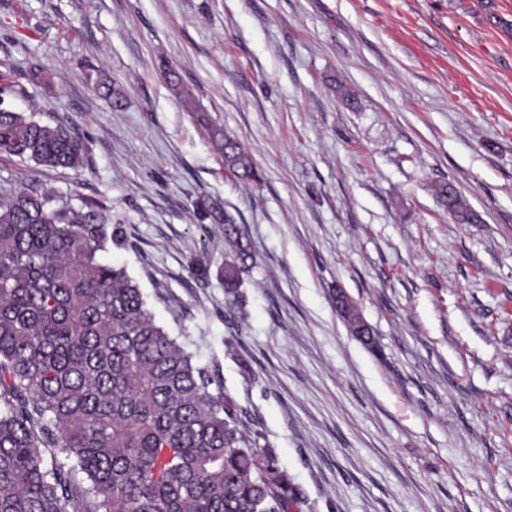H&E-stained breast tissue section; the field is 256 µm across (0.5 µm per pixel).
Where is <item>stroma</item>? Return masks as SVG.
<instances>
[{"label": "stroma", "mask_w": 512, "mask_h": 512, "mask_svg": "<svg viewBox=\"0 0 512 512\" xmlns=\"http://www.w3.org/2000/svg\"><path fill=\"white\" fill-rule=\"evenodd\" d=\"M33 63L0 104L87 163L0 177L120 222L100 260L273 449L291 512H512V0H0V72ZM228 217L254 259L235 299ZM213 137L220 144L225 164L239 179L259 181L251 157L237 141L224 137V133L218 129L214 130ZM435 196L448 208V213L456 220L470 223L475 215L463 199L457 188L449 183H439L434 186ZM336 310L353 336L367 345L373 343L369 326L362 319L357 304L348 295L336 292Z\"/></svg>", "instance_id": "stroma-1"}]
</instances>
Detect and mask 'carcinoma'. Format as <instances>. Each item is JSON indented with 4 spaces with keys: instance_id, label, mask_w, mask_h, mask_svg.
<instances>
[{
    "instance_id": "cac0c4a2",
    "label": "carcinoma",
    "mask_w": 512,
    "mask_h": 512,
    "mask_svg": "<svg viewBox=\"0 0 512 512\" xmlns=\"http://www.w3.org/2000/svg\"><path fill=\"white\" fill-rule=\"evenodd\" d=\"M95 86L121 103L112 81ZM213 137L238 178L258 180L237 141ZM85 155L67 128L0 111L1 163L76 170ZM434 191L456 220L475 219L455 186ZM103 210L0 184V512H290L272 449L210 392L208 369L157 325L125 268L97 259L124 244ZM224 238L233 258L219 277L234 296L252 255L228 219ZM336 310L373 343L349 296ZM49 450L64 462L48 464Z\"/></svg>"
}]
</instances>
